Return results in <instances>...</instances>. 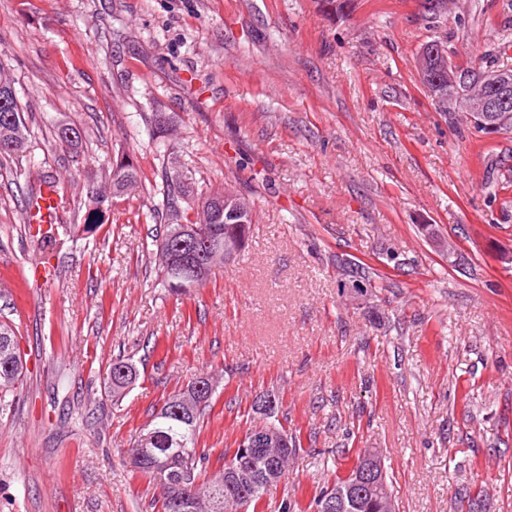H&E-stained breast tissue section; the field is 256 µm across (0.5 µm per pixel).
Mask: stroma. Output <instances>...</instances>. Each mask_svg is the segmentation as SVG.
<instances>
[{"label": "stroma", "instance_id": "obj_1", "mask_svg": "<svg viewBox=\"0 0 512 512\" xmlns=\"http://www.w3.org/2000/svg\"><path fill=\"white\" fill-rule=\"evenodd\" d=\"M0 0V67L31 116V150L0 168V321L27 374L0 416V512H142L160 490L119 449L202 374L214 453L276 391L314 435L282 497L308 508L323 464L385 457L399 512H455L464 487L512 512V130L441 111L416 64L494 53L512 69V0ZM168 147L199 191L254 202L243 256L204 287L161 288L150 215ZM77 124L75 150L52 144ZM127 153L142 183L84 226L88 173ZM59 183L70 228L49 253L23 198ZM379 288L363 289L351 264ZM137 376L113 394V361Z\"/></svg>", "mask_w": 512, "mask_h": 512}]
</instances>
